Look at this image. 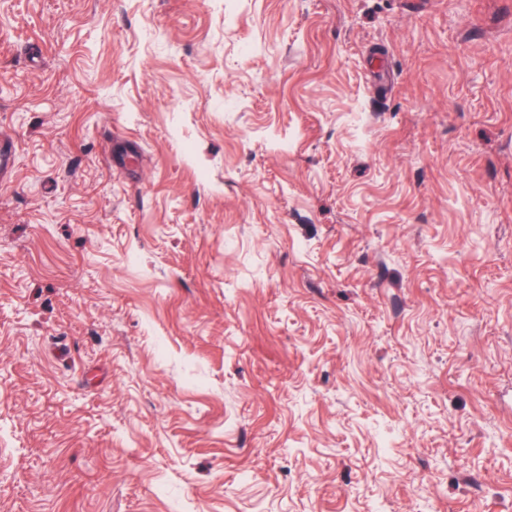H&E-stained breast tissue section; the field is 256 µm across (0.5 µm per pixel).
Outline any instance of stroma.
<instances>
[{
	"label": "stroma",
	"mask_w": 512,
	"mask_h": 512,
	"mask_svg": "<svg viewBox=\"0 0 512 512\" xmlns=\"http://www.w3.org/2000/svg\"><path fill=\"white\" fill-rule=\"evenodd\" d=\"M0 512H512V0H0Z\"/></svg>",
	"instance_id": "stroma-1"
}]
</instances>
